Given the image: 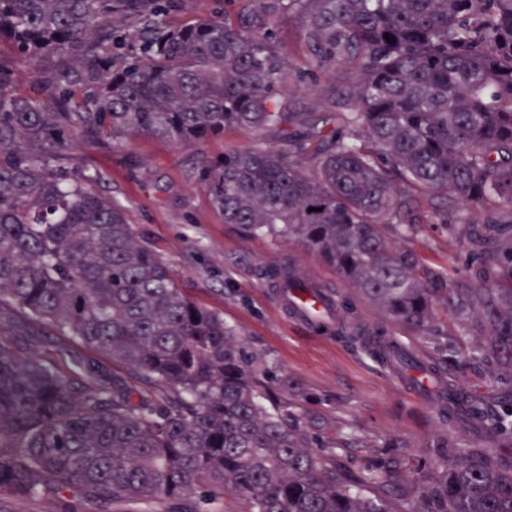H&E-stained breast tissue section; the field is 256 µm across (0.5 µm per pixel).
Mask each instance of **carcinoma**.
Here are the masks:
<instances>
[{
  "label": "carcinoma",
  "mask_w": 512,
  "mask_h": 512,
  "mask_svg": "<svg viewBox=\"0 0 512 512\" xmlns=\"http://www.w3.org/2000/svg\"><path fill=\"white\" fill-rule=\"evenodd\" d=\"M233 17L169 25L175 0H0V38L48 60L35 94L0 64V318L49 325L141 381L96 379L95 364L37 358L0 336V512L50 500L56 512H394L392 485L354 486L288 413L267 407L251 358L221 314L178 288L99 175L65 178L74 136L201 144L235 127L272 132L205 158L201 180L224 223L297 242L391 321L426 332L434 288L412 234L419 199L446 198L469 222L474 260L512 278V243L485 226L512 214V0H252ZM299 21L310 66L351 65L337 108L303 124L285 100L279 14ZM131 19L123 25L122 19ZM394 41L389 42L384 34ZM291 297L323 290L290 264ZM512 343V287L483 299ZM442 408L476 431L512 434L506 414L451 393ZM435 482L411 512H512V457L453 431Z\"/></svg>",
  "instance_id": "cac0c4a2"
}]
</instances>
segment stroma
<instances>
[{
	"label": "stroma",
	"instance_id": "obj_1",
	"mask_svg": "<svg viewBox=\"0 0 512 512\" xmlns=\"http://www.w3.org/2000/svg\"><path fill=\"white\" fill-rule=\"evenodd\" d=\"M283 65L290 75L289 111L307 121L329 110L335 97L358 81L348 65L310 75L300 25L276 27ZM230 129L201 145L175 146L151 137L127 147H107L76 137L71 169L99 172L100 192L121 208L136 236L149 242L182 290L198 305L220 312L270 389V402L299 419L309 438L332 454L353 479L391 477L404 484L434 479L443 462L435 448L445 425L439 403L406 392L389 365L366 348L362 337L382 331L405 350L441 366L468 396L500 408L512 392V347H494L492 325L477 301L485 286L471 258L466 214L449 207L447 218L430 207L418 211L407 245L428 273L439 276L435 315L426 334L388 322L356 293H348L346 332H322L290 319L269 276L292 261L311 279L338 284L335 270L299 244L225 223L199 179L202 157L249 144ZM469 292L467 315L444 306L451 292ZM0 336L26 352L58 358L83 350L43 324L15 328L0 322Z\"/></svg>",
	"mask_w": 512,
	"mask_h": 512
}]
</instances>
